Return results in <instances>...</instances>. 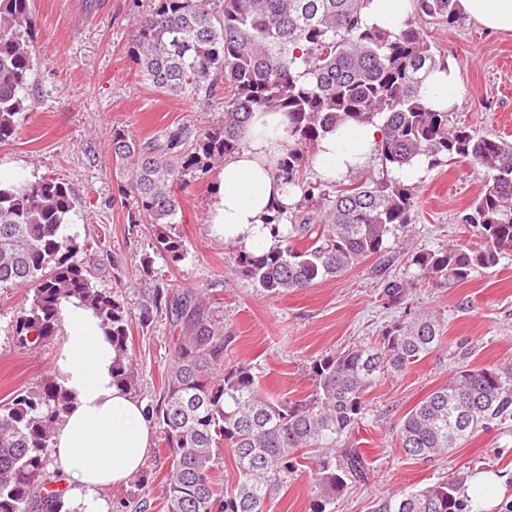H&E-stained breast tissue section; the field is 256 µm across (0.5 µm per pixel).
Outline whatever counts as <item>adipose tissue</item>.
Here are the masks:
<instances>
[{
  "label": "adipose tissue",
  "instance_id": "obj_1",
  "mask_svg": "<svg viewBox=\"0 0 512 512\" xmlns=\"http://www.w3.org/2000/svg\"><path fill=\"white\" fill-rule=\"evenodd\" d=\"M461 13L483 29L512 32V0H459ZM412 11L411 0H367L368 26L399 31ZM458 69L435 67L421 86L426 103L438 110L461 107ZM281 112L256 113L238 150L225 158L216 176L206 214L210 236L252 254L274 248L287 222L271 226L296 199L295 188L275 175L286 141ZM382 136L381 122L348 124L326 134L312 159L320 182L333 183L365 169ZM63 338L53 370L69 398L56 426L50 467L76 512H108L102 489L117 486L145 464L152 427L142 401L113 381L112 343L95 312L78 301L64 303Z\"/></svg>",
  "mask_w": 512,
  "mask_h": 512
}]
</instances>
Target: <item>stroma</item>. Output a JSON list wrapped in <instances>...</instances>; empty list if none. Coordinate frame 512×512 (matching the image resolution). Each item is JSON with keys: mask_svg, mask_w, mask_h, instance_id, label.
I'll return each mask as SVG.
<instances>
[{"mask_svg": "<svg viewBox=\"0 0 512 512\" xmlns=\"http://www.w3.org/2000/svg\"><path fill=\"white\" fill-rule=\"evenodd\" d=\"M147 5L148 0H34L35 106L19 138L0 145V164L14 165L32 179L50 175L69 185L74 208L66 231L78 242L97 245V286L120 295L132 314H139L145 291L158 281L204 293L217 319L235 336L226 361L255 366L269 394L304 397L315 359L372 342L400 319L401 308L380 299V267L409 277L413 271L405 262L406 250L468 241L461 218L482 191L484 172L463 163L428 170L419 183L415 222L389 239L386 259L369 258L340 277L270 298L232 274L230 247L208 234L205 217L216 177L211 171L176 188V231L187 248L185 259L171 267L155 259L153 276H146L142 261L152 251V229L128 221L108 136L119 126L146 142L166 130L205 128L224 118L204 101L160 94L138 75L127 47L132 19ZM423 30L458 67L459 117L477 132L512 136V32L490 33L467 19L452 28L427 23ZM26 300L22 289L0 299V401L47 374L61 343L56 336L39 347L18 344L11 320ZM411 301L414 309L441 318L443 344L402 374L385 377L368 394L365 423L355 439L370 463L371 479L338 499L332 512H372L380 498L448 477L465 485L478 471L504 475L493 512H512V423L477 431L433 462L403 456L395 428L458 367L512 365V252L467 282L414 288ZM170 336L165 314H154L146 327L136 319L131 323L129 346L139 367L132 394L141 401L161 390ZM168 468L166 454L150 450L139 482L103 490L110 512H131L130 502L139 500L146 512H162Z\"/></svg>", "mask_w": 512, "mask_h": 512, "instance_id": "stroma-1", "label": "stroma"}]
</instances>
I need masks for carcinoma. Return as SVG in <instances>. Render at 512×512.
<instances>
[{
	"mask_svg": "<svg viewBox=\"0 0 512 512\" xmlns=\"http://www.w3.org/2000/svg\"><path fill=\"white\" fill-rule=\"evenodd\" d=\"M32 0H0V144L15 141L32 111L35 46ZM364 0H150L134 22L127 54L156 91L219 105L224 121L178 127L162 143L139 142L116 127L109 138L118 193L132 224L153 227V248L177 263L186 247L172 232L174 187L205 174L237 150L255 112H282L288 142L277 175L300 191L288 208V233L261 255L236 252L231 271L278 297L336 278L387 252L391 236L414 223L418 186L390 172L425 156L429 168L463 161L486 172L483 190L463 215L476 243L411 252L407 261L434 288L465 282L512 251V142L458 125L420 94L424 74L445 62L421 32L425 20L452 27L458 0H412L397 33L366 26ZM231 88L218 94L221 85ZM383 119L376 177L348 179L336 191L308 182L306 163L337 125ZM74 199L60 178L0 186V296L24 288L28 304L13 315L15 338L38 346L62 329L60 304L76 298L100 316L115 351L112 376L132 388L138 364L129 352L132 315L119 295L94 283L84 246L65 232ZM412 282L384 277L381 300L403 309L380 341L326 354L309 367L301 399L264 391L249 363L228 364L233 342L205 298L157 286L139 320L166 311L176 336L158 397L147 403L170 460L164 512H270L297 473L312 474L313 512H326L370 468L353 434L366 395L436 351L444 326L410 304ZM67 397L52 375L0 402V512H74L48 489L52 432ZM512 421V367L462 369L397 423L405 456L430 461L480 429ZM235 464L226 483L224 452ZM457 480H444L376 503L374 512H466Z\"/></svg>",
	"mask_w": 512,
	"mask_h": 512,
	"instance_id": "cac0c4a2",
	"label": "carcinoma"
}]
</instances>
